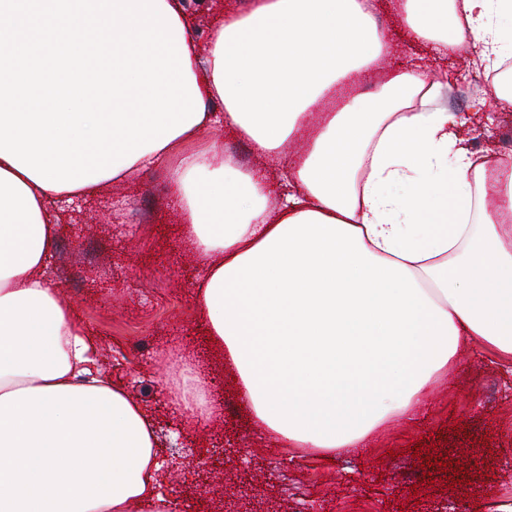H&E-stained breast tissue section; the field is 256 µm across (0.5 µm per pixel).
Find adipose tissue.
Listing matches in <instances>:
<instances>
[{
	"label": "adipose tissue",
	"mask_w": 512,
	"mask_h": 512,
	"mask_svg": "<svg viewBox=\"0 0 512 512\" xmlns=\"http://www.w3.org/2000/svg\"><path fill=\"white\" fill-rule=\"evenodd\" d=\"M412 40L480 37L512 57V0H401ZM204 102L224 109L117 180L175 158L181 236L204 274L195 299L237 375L258 432L291 448L365 447L392 419L422 424L429 387L474 343L512 365V163L460 146L455 113L420 66L370 95L346 86L389 52L372 0H255L225 14L199 61ZM227 129L281 158L272 183L203 132ZM306 152L286 159L291 138ZM0 157V512H175L150 415L101 374L98 346L45 276L50 202ZM192 426L216 408L200 376H168Z\"/></svg>",
	"instance_id": "adipose-tissue-1"
}]
</instances>
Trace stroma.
<instances>
[{
    "label": "stroma",
    "mask_w": 512,
    "mask_h": 512,
    "mask_svg": "<svg viewBox=\"0 0 512 512\" xmlns=\"http://www.w3.org/2000/svg\"><path fill=\"white\" fill-rule=\"evenodd\" d=\"M252 0H187L200 53H207L218 9L243 13ZM373 16L389 38L390 71L414 61L442 87L436 104L463 116L461 136L474 156L503 149L512 134V105L499 101L489 74L474 66L483 48L467 37L456 50L410 40L391 0H373ZM57 242L47 273L83 328L104 348L101 368L146 408L166 399L165 380L178 357L214 379L207 398L219 420L189 432L178 415L155 427L157 459L176 474L200 468L199 485L179 489V512H203L205 486H246L253 512H491L512 490V375L478 346L459 353L430 388L425 425L396 419L368 447L334 457L313 448H282L253 427L234 375L208 342L195 301L201 269L180 236L182 216L168 186L167 164L97 196L52 207ZM431 445L460 482L449 486L439 466L422 470L416 444ZM470 471H463V464Z\"/></svg>",
    "instance_id": "1"
}]
</instances>
